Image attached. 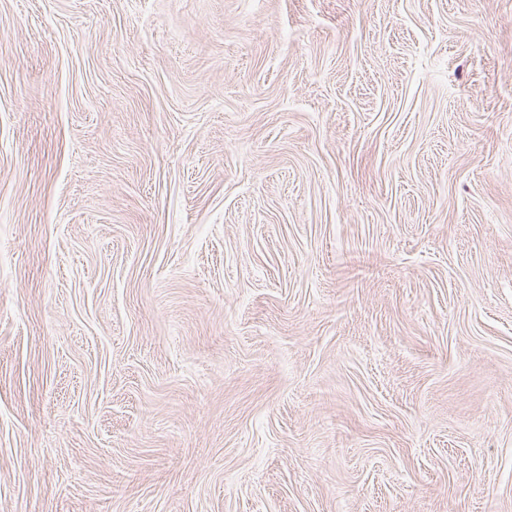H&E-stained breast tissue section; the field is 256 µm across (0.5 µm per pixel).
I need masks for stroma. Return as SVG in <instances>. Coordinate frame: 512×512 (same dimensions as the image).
I'll return each instance as SVG.
<instances>
[{
    "instance_id": "obj_1",
    "label": "stroma",
    "mask_w": 512,
    "mask_h": 512,
    "mask_svg": "<svg viewBox=\"0 0 512 512\" xmlns=\"http://www.w3.org/2000/svg\"><path fill=\"white\" fill-rule=\"evenodd\" d=\"M0 512H512V0H0Z\"/></svg>"
}]
</instances>
